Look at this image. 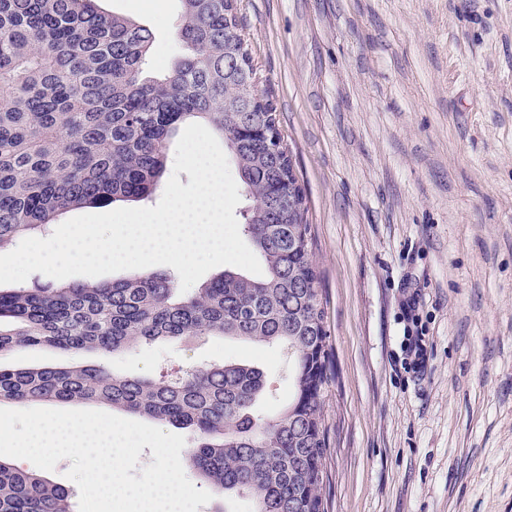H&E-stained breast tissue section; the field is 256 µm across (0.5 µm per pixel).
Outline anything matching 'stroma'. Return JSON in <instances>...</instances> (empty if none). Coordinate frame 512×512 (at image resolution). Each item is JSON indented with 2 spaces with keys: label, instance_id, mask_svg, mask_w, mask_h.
<instances>
[{
  "label": "stroma",
  "instance_id": "stroma-1",
  "mask_svg": "<svg viewBox=\"0 0 512 512\" xmlns=\"http://www.w3.org/2000/svg\"><path fill=\"white\" fill-rule=\"evenodd\" d=\"M182 53L180 0H98ZM305 190L331 354L325 512H512V0H238ZM427 343L414 369L408 348ZM154 376L235 362L292 393L286 347L203 336L11 369Z\"/></svg>",
  "mask_w": 512,
  "mask_h": 512
}]
</instances>
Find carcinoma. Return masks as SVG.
<instances>
[{"label":"carcinoma","instance_id":"obj_1","mask_svg":"<svg viewBox=\"0 0 512 512\" xmlns=\"http://www.w3.org/2000/svg\"><path fill=\"white\" fill-rule=\"evenodd\" d=\"M181 2L184 53L157 78L146 71L151 32L95 0H0V251L71 206L150 198L166 140L196 118L224 138L251 200L241 229L262 274L226 270L185 295L164 273L0 289V355L49 346L115 356L200 336L281 343L295 354L292 399L254 417L263 374L225 363L156 377L0 366V400L100 402L190 428V458L215 492L248 495L253 512H324L330 357L305 194L284 136L269 137L273 102L254 105L252 77L235 64L241 32L225 0ZM0 512L72 510L66 490L0 461Z\"/></svg>","mask_w":512,"mask_h":512}]
</instances>
